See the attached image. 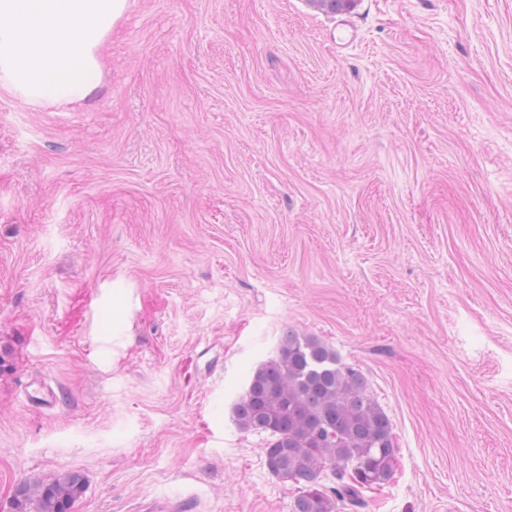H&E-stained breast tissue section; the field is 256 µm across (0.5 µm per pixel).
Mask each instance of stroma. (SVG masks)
<instances>
[{"mask_svg": "<svg viewBox=\"0 0 512 512\" xmlns=\"http://www.w3.org/2000/svg\"><path fill=\"white\" fill-rule=\"evenodd\" d=\"M100 57L0 88V512H290L232 415L290 329L392 422L367 512H512V0H129ZM86 491L83 476L67 472L62 476L30 489L19 486L13 498V512H72L75 503Z\"/></svg>", "mask_w": 512, "mask_h": 512, "instance_id": "obj_1", "label": "stroma"}]
</instances>
